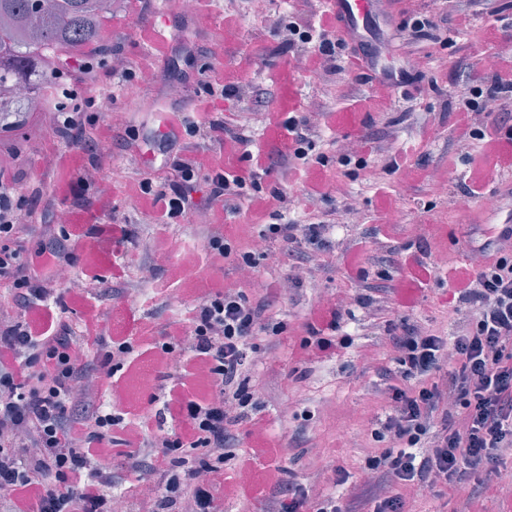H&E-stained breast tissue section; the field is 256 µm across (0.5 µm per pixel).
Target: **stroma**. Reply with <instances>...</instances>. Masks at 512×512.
<instances>
[{"instance_id":"35a3bbf8","label":"stroma","mask_w":512,"mask_h":512,"mask_svg":"<svg viewBox=\"0 0 512 512\" xmlns=\"http://www.w3.org/2000/svg\"><path fill=\"white\" fill-rule=\"evenodd\" d=\"M323 4L201 0L198 11L187 15L179 0H113L101 31L107 53L95 60L93 79L85 78L79 52L57 77L78 99L93 97L78 120L89 128L111 126V153L57 143L54 114L33 112L24 125L0 134V166L18 172L21 207L31 212L33 225L53 224L61 232L70 224L82 227L70 278L58 286L64 320L75 326L97 315L104 338L127 337L138 351L172 321L187 318L195 300L214 284L251 291L236 255L271 221L266 215L254 223L243 198L210 202L208 170L196 181L198 202L223 210L220 233L230 235L237 224L246 227L244 235L233 238L231 257L208 254L199 215L167 219L145 207L134 179L172 183L176 164L197 155L195 140L187 135L160 153L156 135L167 131L169 113L219 121L206 141L217 153L224 148L225 129L238 125L241 113L232 102L209 97L208 81L245 72L265 89L266 111L333 110L306 158L313 178H301L282 161L259 186L263 194L284 191L289 211L315 210L320 220L344 230L332 236L336 250L319 281L295 283L277 243L257 269L258 278L274 288L287 323L277 346L256 356L255 415L277 450L252 452L253 438L246 434L241 446L250 453V475L272 472L310 483L314 493L347 499L368 478L364 451L373 447L371 434L386 412L369 383L391 352L369 336L370 326L383 331L404 317L453 334L468 314L454 292V270L471 267L489 225L512 224V169L487 168L481 197L470 196L468 158L482 143L459 142L456 129L458 102L471 99L474 87L490 81L500 59L512 56V0H383L355 44L361 65L313 74L298 62L301 49H288L275 27L295 20L314 23ZM425 7L441 29L455 30L450 44L401 38V26ZM228 9L239 20L232 33L224 30ZM424 56L430 59L425 78L403 87L380 84L381 72L400 70L408 58ZM126 69L131 78L122 90H113L114 73ZM368 134L376 140L374 155L363 164H342L341 150ZM403 151L409 154L407 165L393 169L391 159ZM92 168L99 169L100 178L89 183L83 173ZM119 218L134 229L121 244L110 232ZM150 237L167 248V273L157 291L145 294L137 270L153 262L145 247ZM389 250L395 253L394 264L383 271L391 288L389 309L378 316L351 299L361 278L374 281L382 272L370 257ZM412 255L431 271L420 287L408 281L404 260ZM93 273L121 283L124 294L85 286V276ZM333 307L342 313L339 335L352 344L309 362L298 352L304 325L317 310ZM329 458L345 468L343 485L318 467V460Z\"/></svg>"}]
</instances>
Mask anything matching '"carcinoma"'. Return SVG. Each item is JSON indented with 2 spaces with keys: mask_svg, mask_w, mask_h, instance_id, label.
Masks as SVG:
<instances>
[{
  "mask_svg": "<svg viewBox=\"0 0 512 512\" xmlns=\"http://www.w3.org/2000/svg\"><path fill=\"white\" fill-rule=\"evenodd\" d=\"M112 0H0V89L25 86L55 111V76L77 50L102 51L101 21L111 12ZM28 111L19 101L0 100V128L4 116Z\"/></svg>",
  "mask_w": 512,
  "mask_h": 512,
  "instance_id": "obj_1",
  "label": "carcinoma"
}]
</instances>
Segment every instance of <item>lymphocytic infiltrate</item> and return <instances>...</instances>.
Returning <instances> with one entry per match:
<instances>
[{"label": "lymphocytic infiltrate", "mask_w": 512, "mask_h": 512, "mask_svg": "<svg viewBox=\"0 0 512 512\" xmlns=\"http://www.w3.org/2000/svg\"><path fill=\"white\" fill-rule=\"evenodd\" d=\"M336 17L319 11L312 30L293 24L289 38L305 43L308 71L339 70ZM63 104L55 132L72 147L99 145L82 139L75 116L80 103L61 89ZM512 97V57L501 61L483 95L482 125L470 107L460 108V141L472 137L488 144L512 145V126L499 123L500 102ZM328 111L297 112L280 120L268 112L264 122L282 127L290 143L289 160H302ZM274 163V156L255 146L249 125L227 131L223 155H206L178 166L179 183L154 188L143 178L137 190L152 208L168 217L196 211L191 188L197 173L217 164L211 180L212 199L241 197ZM18 175L0 169V282L10 289L0 301V512H112L107 490L135 488L153 482L157 492L144 501L143 512H224L225 497L249 498L254 484L243 481L247 457L240 448L239 427L246 424L256 451H263L266 429L253 417L256 403L249 391L256 363L252 353L258 333L273 337L286 328L275 309L271 288L253 294L219 286L200 297L191 310L193 334L187 356L174 358L184 338L181 331L156 342L147 364L175 366L176 379L154 395L155 416L126 420L123 412L86 397L97 372L85 357L89 344L102 343L95 319L71 329L57 312L58 298L50 278L64 277L80 237L73 231L43 240L34 252L50 273L32 276L20 255L29 225L16 221ZM328 225H267L258 242L282 243V255L295 269L319 276L332 250ZM512 225L498 228L479 248V259L456 281L458 297L469 308L466 324L453 335L409 321L389 329L384 343L391 358L375 370L374 394L387 399L389 411L373 438L365 468L371 481L346 501L327 495L311 501L304 483L269 474L261 485L270 490L269 512H417L424 491L470 490L457 512H484L483 501L498 494L492 480L500 459L512 454ZM341 312H319L306 324L300 348L319 362L348 338H337ZM173 423L164 436L153 432L154 419ZM126 435V451L118 464L102 461V449L114 430ZM396 485L383 495L381 483Z\"/></svg>", "instance_id": "f902f5d3"}]
</instances>
